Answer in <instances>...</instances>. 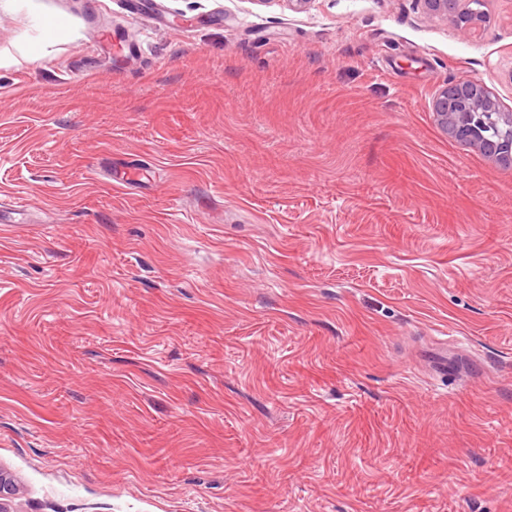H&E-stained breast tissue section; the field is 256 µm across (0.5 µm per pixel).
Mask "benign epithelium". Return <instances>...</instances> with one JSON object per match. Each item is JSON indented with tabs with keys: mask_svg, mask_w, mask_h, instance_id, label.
Returning a JSON list of instances; mask_svg holds the SVG:
<instances>
[{
	"mask_svg": "<svg viewBox=\"0 0 512 512\" xmlns=\"http://www.w3.org/2000/svg\"><path fill=\"white\" fill-rule=\"evenodd\" d=\"M424 13L431 18L451 17L457 33L468 38L479 32L485 22L484 12L471 7L474 0H419ZM435 112L441 129L457 142L468 145L475 142L479 129L470 123L448 124L450 112H483L489 116L498 111L495 101L485 87L474 80L458 79L447 83L433 98ZM16 484L12 473L0 467V512H12L9 502L15 494Z\"/></svg>",
	"mask_w": 512,
	"mask_h": 512,
	"instance_id": "7a95c632",
	"label": "benign epithelium"
}]
</instances>
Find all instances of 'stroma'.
Segmentation results:
<instances>
[{
	"label": "stroma",
	"mask_w": 512,
	"mask_h": 512,
	"mask_svg": "<svg viewBox=\"0 0 512 512\" xmlns=\"http://www.w3.org/2000/svg\"><path fill=\"white\" fill-rule=\"evenodd\" d=\"M483 10L0 0L15 512H512V169L431 110L512 112ZM424 13L431 18L451 17L457 33L468 38L479 32L485 22L483 10L469 8L474 0H419ZM484 112L491 116L488 124L496 123L492 117L494 112H499L495 101L488 95L485 87L474 80L458 79L447 83L433 98L432 112H435L441 129L457 142L470 145L476 142L475 135L480 130L470 123L450 124L449 116L452 114H464L456 112Z\"/></svg>",
	"instance_id": "35a3bbf8"
}]
</instances>
